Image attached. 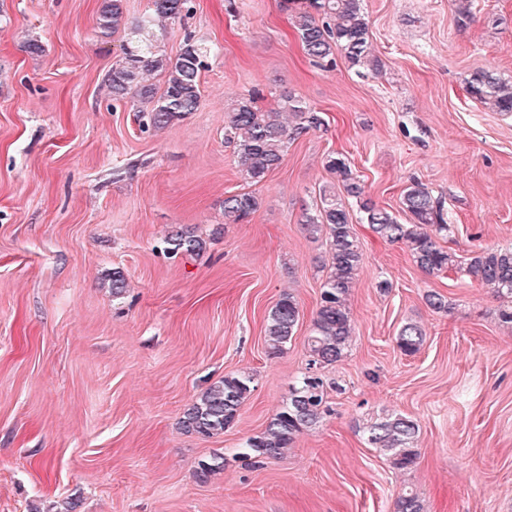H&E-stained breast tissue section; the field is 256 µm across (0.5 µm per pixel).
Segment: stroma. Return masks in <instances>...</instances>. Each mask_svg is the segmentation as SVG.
<instances>
[{"mask_svg": "<svg viewBox=\"0 0 512 512\" xmlns=\"http://www.w3.org/2000/svg\"><path fill=\"white\" fill-rule=\"evenodd\" d=\"M100 4L0 0V512H63L70 499L76 512H396L407 487L424 512H512V328L497 320L500 299L475 278L423 272L357 217L352 341L320 370L331 414L282 458L236 456L307 371L328 247L303 221L333 182L327 155L345 156L366 196L395 213L422 183L457 259L512 247V113L467 92L480 68L512 80V0H363L377 73L340 54L310 58L281 0H192L181 20L108 36ZM188 37L207 51L201 107L142 130L108 74L133 39L172 57ZM32 40L41 55L27 53ZM285 91L324 123L250 184L226 110L250 95L265 112ZM249 191L251 220L226 223L225 197ZM178 227L206 251L168 253ZM116 269L127 279L118 298ZM288 291L300 319L273 354L266 319ZM430 291L447 311L427 307ZM409 322L425 336L412 355L395 341ZM239 373L253 390L236 422L212 438L182 433L185 406ZM392 413L420 426L405 472L365 440L366 423ZM215 454L223 470L199 481Z\"/></svg>", "mask_w": 512, "mask_h": 512, "instance_id": "1", "label": "stroma"}]
</instances>
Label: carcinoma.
<instances>
[{
    "label": "carcinoma",
    "mask_w": 512,
    "mask_h": 512,
    "mask_svg": "<svg viewBox=\"0 0 512 512\" xmlns=\"http://www.w3.org/2000/svg\"><path fill=\"white\" fill-rule=\"evenodd\" d=\"M283 4L307 55L325 60L339 51L353 67L375 72L380 69L371 49L369 22L361 0H283ZM191 9V0H151L149 21H174L187 16ZM97 25L105 35L128 28L123 0H102ZM204 58L205 52L190 38L173 58L141 45L127 47L125 61L112 67L107 79L112 99L136 105L143 128L164 129L200 107ZM155 73L164 77L161 89L148 82ZM468 91L499 112H512V81L492 69L472 73ZM321 125L319 112L290 93H284L279 108L269 112L258 111L253 97H241L228 110L226 140L233 145L244 179L258 184L279 167L291 141ZM325 166L336 178V189L323 190L320 207L305 220L307 232L325 236L329 246L321 300L305 341L311 369L340 361L353 333L347 300L363 254L347 203L357 206L378 237L403 243L415 264L426 273L434 275L458 268L455 257L437 242L438 237L448 235V225L440 202L426 187L413 182L405 188L401 210L412 223L402 224L392 212L364 196V187L347 158L330 155ZM258 207V198L249 192L227 196L224 219L241 223ZM165 243L172 254H199L207 247L206 240L182 228L169 232ZM465 272L494 296L512 300V248L472 252ZM299 317L298 301L290 293L283 294L267 318L266 343L270 353L275 354L288 344ZM423 342V331L415 323L402 326L396 339L397 347L407 355L418 352ZM251 383L249 375L231 374L209 385L183 410L180 430L203 438L224 433L251 393ZM327 412L321 378L303 375L292 384L288 399L264 431L246 440L240 457L258 461L282 457L297 436L314 429ZM364 431L367 442L386 456L394 469L407 471L414 467L419 458L416 442L420 431L415 419L394 414L366 424ZM223 468L224 457L216 455L198 464L196 477L206 481ZM396 512H423L419 495L411 489L403 490L396 500Z\"/></svg>",
    "instance_id": "1"
}]
</instances>
